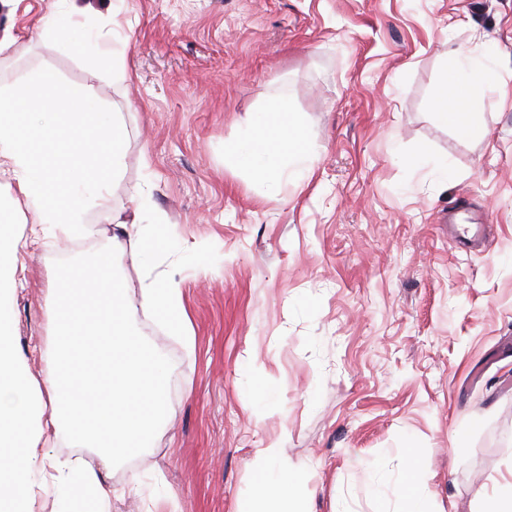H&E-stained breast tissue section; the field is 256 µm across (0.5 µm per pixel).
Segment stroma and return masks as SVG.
<instances>
[{"mask_svg":"<svg viewBox=\"0 0 512 512\" xmlns=\"http://www.w3.org/2000/svg\"><path fill=\"white\" fill-rule=\"evenodd\" d=\"M75 9L89 64L43 23ZM0 86L53 72L123 124L112 204L150 198L178 241L150 267L123 250L112 279L164 360L167 421L113 460L111 512H240L257 494L252 451L278 444L310 479L304 512H481L512 466V0H0ZM482 58L477 131L432 102L454 63ZM288 101L314 148L277 184L224 154L250 120ZM23 278L11 340L42 379L46 301L110 217L87 208L86 241L32 242L13 209ZM489 213L485 244L450 247ZM179 282L189 337L140 308L145 269Z\"/></svg>","mask_w":512,"mask_h":512,"instance_id":"stroma-1","label":"stroma"}]
</instances>
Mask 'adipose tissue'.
Segmentation results:
<instances>
[{
    "label": "adipose tissue",
    "mask_w": 512,
    "mask_h": 512,
    "mask_svg": "<svg viewBox=\"0 0 512 512\" xmlns=\"http://www.w3.org/2000/svg\"><path fill=\"white\" fill-rule=\"evenodd\" d=\"M494 82L484 63L461 57L452 81L442 85L433 108L442 116L463 112L458 125L470 130L478 107L476 89ZM45 83L44 75L39 74L0 86V175L15 181L19 201L34 206V237L56 229L68 238L84 239L91 233L89 224L81 220L84 207L112 208L107 188L119 171L126 134L111 113L92 108L90 89L78 85L64 91L69 111L47 113L45 119L31 124L29 134H22L23 113L35 105L36 92ZM276 114L273 122L254 119L251 138L226 148L238 165L264 178L305 166L312 159L302 128L287 106H280ZM57 135L69 136L76 154L101 157V164L94 168L78 165L61 173L38 163L33 139ZM159 224V217H145L140 210L132 221H117V235L92 257L100 279H111L114 254L126 241L141 242L144 257H151L150 245L157 240ZM17 275L13 227L1 224L0 512H28V489L36 470L28 457L32 442L47 445L63 433L81 446L100 449L104 461L109 462L140 447L166 413L161 360L131 329L125 289L105 290L100 279L77 273L56 279L51 288L49 324L57 345L43 382L50 412L42 416L37 435H30L28 393L34 381L22 372L10 340L7 294L17 284ZM140 291L144 311L163 314L178 334H185L187 316L176 282L147 275ZM105 370L110 381L104 386L99 376ZM282 460L278 444L255 449L258 492L247 512H294L306 495L307 478L282 467ZM271 463L281 466L272 491L267 488ZM39 470L54 481L59 512H64L72 483L81 484L93 502L108 494L105 471L87 468L80 460L59 461L46 455Z\"/></svg>",
    "instance_id": "1"
}]
</instances>
